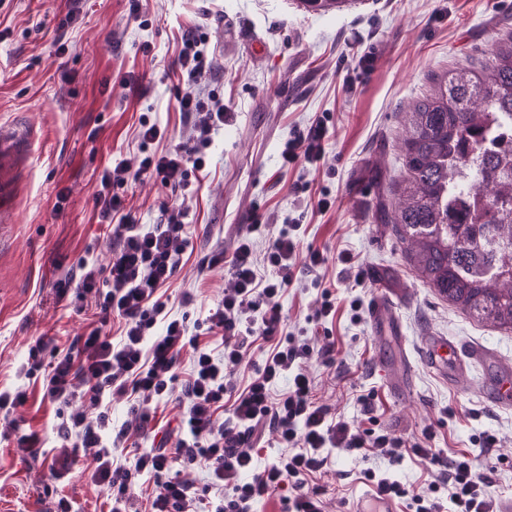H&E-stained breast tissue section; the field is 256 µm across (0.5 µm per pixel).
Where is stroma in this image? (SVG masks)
<instances>
[{
	"label": "stroma",
	"instance_id": "obj_1",
	"mask_svg": "<svg viewBox=\"0 0 512 512\" xmlns=\"http://www.w3.org/2000/svg\"><path fill=\"white\" fill-rule=\"evenodd\" d=\"M67 12V0H0V122L21 123L32 135L15 219L0 233V389L27 385L17 419L46 441L43 455L26 460L13 439L0 438V512H53L60 496L77 512L110 508L106 490L91 479L94 451L72 449L68 477L54 482L60 407L26 380L22 364L39 336L77 352L96 309L88 300L59 299L56 288L82 259H111L96 206L100 176L136 152L144 116L164 130L158 149L190 152L191 125L177 100L192 89L233 115L208 149L206 167L186 191L154 176L123 189L145 224L160 223L173 206L190 211V245L158 290L173 316L197 346L222 355L205 318L224 297L229 262L254 216L266 226L254 237L259 256L283 223L302 225L295 281L280 303L286 331L314 349L333 348L334 365L318 358L306 365L315 402L354 426L408 440L433 428L434 447L451 458L467 455L497 495L512 497V408L474 392L489 371L475 364L453 382L425 360L429 336L487 346L512 360V333L448 306L414 276L402 244L378 220L380 203L394 198L409 104L435 76L488 54L502 29L512 28V0H350L337 13L307 10L302 0H86L74 20ZM191 27L210 40L192 85L176 65ZM146 42L151 51H143ZM318 118L329 130L322 159L283 165L284 142ZM324 193L331 206L323 211ZM311 246L326 257L321 267L308 265ZM217 250L224 263L208 265ZM344 250L350 263L338 259ZM186 288L197 291L189 306L180 302ZM325 288L336 314L317 322ZM379 291L394 302L400 335L375 336L367 320H350L351 301L368 304ZM405 364L412 385L398 394L381 369ZM362 395L371 396V411L359 404ZM179 423L173 404H159L141 447H177ZM485 431L497 435L495 447L479 443ZM384 467L414 485L440 478L438 466L409 453L390 463L365 449L337 450L308 484L325 488L327 512H350L368 488L364 470Z\"/></svg>",
	"mask_w": 512,
	"mask_h": 512
}]
</instances>
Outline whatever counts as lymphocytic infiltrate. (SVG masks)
I'll return each mask as SVG.
<instances>
[{
	"label": "lymphocytic infiltrate",
	"mask_w": 512,
	"mask_h": 512,
	"mask_svg": "<svg viewBox=\"0 0 512 512\" xmlns=\"http://www.w3.org/2000/svg\"><path fill=\"white\" fill-rule=\"evenodd\" d=\"M178 109L192 120L194 138L204 148L212 144L228 118L223 106L206 107L196 91L179 98ZM159 135L157 125H143L138 153L119 160L102 176L97 202L115 251L111 263L104 267L94 260L84 261L78 273L58 282L59 296L73 290L79 297L93 299L99 326L81 337L75 356L60 353L48 336L37 337L28 347L24 374L39 381L44 397L68 406L80 395L99 411L95 423L81 411L71 410L63 416L57 429L61 444L58 465L52 470L54 478L67 473L71 449L93 448L99 458L93 478L106 487L110 512H145L132 491L146 479L154 480L159 488L146 512H199L202 499L208 496L218 499V512H255L274 497L283 512H323V489H307L305 478L328 466L331 449L370 448L377 457L393 462L407 447L416 457L443 465L441 482L409 489L388 472L370 469L365 478L374 492L407 499L413 512H498L497 495L467 456L443 461L436 449L407 444L383 429H356L331 417L326 406L314 401L313 381L305 365L315 355L332 363V352L316 353L308 344L285 337L279 302L294 278L291 258L299 246L300 225H289L272 239L262 260L254 258L252 239L237 247L230 284L208 316L211 328L222 334L224 353L217 356L211 350L195 348L190 378L182 389H175L178 357L194 339L156 291L173 277L189 243L188 212L174 207L165 211L162 223L144 224L118 192L119 187L146 174L185 188L190 169L204 165L201 155L189 159L176 149L151 151ZM326 136L327 128L321 122L295 132L281 152L284 163L300 158L310 164L317 162L324 154ZM113 316L124 322L116 339L101 329ZM256 333L270 344L265 363L235 395L231 419H221L218 411L228 392L224 373L240 364L246 339ZM283 377L289 384L282 392L276 383ZM116 395L133 400L129 419L117 425L110 423L108 413ZM171 396L188 429L180 447H137L132 456H123L121 447L144 435L157 403ZM26 401L22 389L1 390L0 420L14 435L17 448L35 457L42 452V441L37 433L21 429L15 417ZM263 427L274 432L278 453L259 471L253 437ZM200 461L209 469L203 486L173 476L175 463Z\"/></svg>",
	"instance_id": "1"
}]
</instances>
